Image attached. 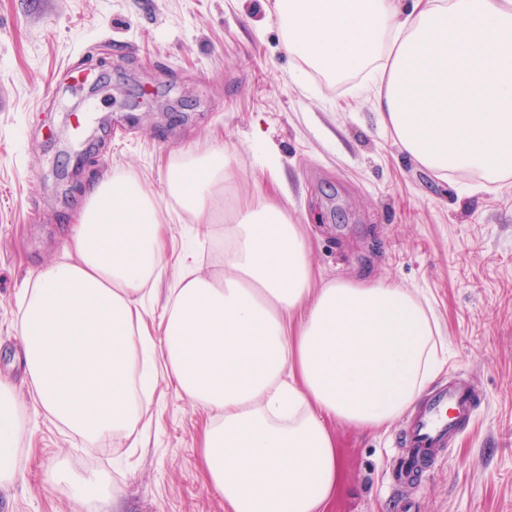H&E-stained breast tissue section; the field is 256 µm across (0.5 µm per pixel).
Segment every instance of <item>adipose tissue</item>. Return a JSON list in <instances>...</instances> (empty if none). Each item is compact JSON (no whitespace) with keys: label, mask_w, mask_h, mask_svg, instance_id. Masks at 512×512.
I'll use <instances>...</instances> for the list:
<instances>
[{"label":"adipose tissue","mask_w":512,"mask_h":512,"mask_svg":"<svg viewBox=\"0 0 512 512\" xmlns=\"http://www.w3.org/2000/svg\"><path fill=\"white\" fill-rule=\"evenodd\" d=\"M292 55L328 79L366 73L380 125L439 176L512 179V0H272ZM275 194L229 200L226 148L167 166V192L224 240V271L179 274L164 332L144 325L142 295L165 275L163 210L128 173L100 180L64 243L21 294L19 334L31 398L0 380V485L17 476L16 444L42 415L84 446L129 431L148 410L138 361L162 365L208 410L207 481L224 512H328L341 480L328 420L388 427L439 371L440 328L390 281L321 282L310 245Z\"/></svg>","instance_id":"obj_1"}]
</instances>
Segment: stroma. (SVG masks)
Wrapping results in <instances>:
<instances>
[{"label":"stroma","instance_id":"35a3bbf8","mask_svg":"<svg viewBox=\"0 0 512 512\" xmlns=\"http://www.w3.org/2000/svg\"><path fill=\"white\" fill-rule=\"evenodd\" d=\"M268 0H0V379L22 399L19 294L62 260L91 187L129 173L172 216L168 278L143 301L153 336L188 246L206 274L224 252L171 200L166 166L222 144L232 197L263 195L275 156L286 207L323 281L388 279L435 312L444 342L435 385L477 394L471 422L411 484H394L405 418L388 430L330 425L342 482L330 512H512V179H448L420 167L379 124L362 77L327 82L285 51ZM203 409L156 373L149 428L86 448L41 416L21 437L0 512H76L62 468L119 490L121 512H224L204 478Z\"/></svg>","mask_w":512,"mask_h":512}]
</instances>
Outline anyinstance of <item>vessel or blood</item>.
Instances as JSON below:
<instances>
[{"instance_id": "b4317fda", "label": "vessel or blood", "mask_w": 512, "mask_h": 512, "mask_svg": "<svg viewBox=\"0 0 512 512\" xmlns=\"http://www.w3.org/2000/svg\"><path fill=\"white\" fill-rule=\"evenodd\" d=\"M475 396L466 385L451 383L429 394L408 417L400 444L407 455L401 469H424L437 452L447 447L474 413Z\"/></svg>"}]
</instances>
